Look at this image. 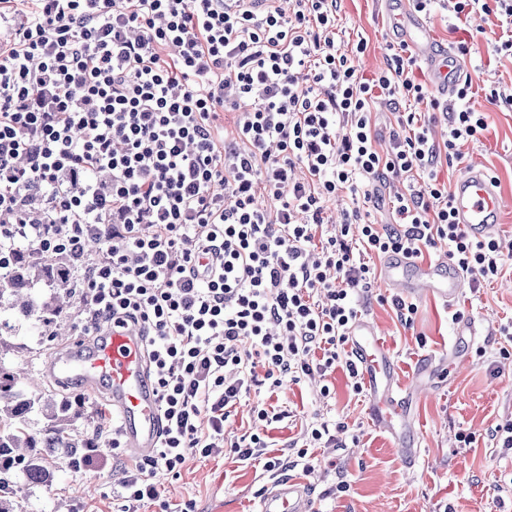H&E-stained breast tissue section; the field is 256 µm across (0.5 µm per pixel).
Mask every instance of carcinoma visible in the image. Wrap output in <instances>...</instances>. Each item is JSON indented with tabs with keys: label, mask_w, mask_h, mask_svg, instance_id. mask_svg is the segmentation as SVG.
Segmentation results:
<instances>
[{
	"label": "carcinoma",
	"mask_w": 512,
	"mask_h": 512,
	"mask_svg": "<svg viewBox=\"0 0 512 512\" xmlns=\"http://www.w3.org/2000/svg\"><path fill=\"white\" fill-rule=\"evenodd\" d=\"M41 281L49 290L44 298L28 292ZM79 288L62 260L21 249L0 271V307L8 304L9 310L36 319L56 336L61 328L72 327ZM34 412L44 419L41 429L30 425ZM81 418V407L70 397L25 390L18 372L0 358V512H26L16 487L46 485L55 468L77 466L84 449L100 445L104 432L88 438L79 428Z\"/></svg>",
	"instance_id": "cac0c4a2"
}]
</instances>
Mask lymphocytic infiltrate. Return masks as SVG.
Returning <instances> with one entry per match:
<instances>
[{"label": "lymphocytic infiltrate", "instance_id": "lymphocytic-infiltrate-1", "mask_svg": "<svg viewBox=\"0 0 512 512\" xmlns=\"http://www.w3.org/2000/svg\"><path fill=\"white\" fill-rule=\"evenodd\" d=\"M289 2L0 0V261L23 243L62 256L83 327L144 330L164 429L151 455L123 459L122 512L157 501L159 475L215 453L254 388L339 366L357 378L345 347L373 255L443 253L475 292L504 268L499 238L454 223L438 177L488 129L470 83L429 97L403 43L365 77L366 38L336 49L340 0ZM415 2L495 18L512 53V0ZM381 100L395 118L383 151ZM424 101L444 116L442 139ZM390 180L403 190L383 224L368 204ZM344 431L316 416L287 458L265 457L256 433L228 449L273 476L308 474L312 449L342 447Z\"/></svg>", "mask_w": 512, "mask_h": 512}]
</instances>
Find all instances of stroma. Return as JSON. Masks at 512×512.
Here are the masks:
<instances>
[{
    "label": "stroma",
    "instance_id": "obj_1",
    "mask_svg": "<svg viewBox=\"0 0 512 512\" xmlns=\"http://www.w3.org/2000/svg\"><path fill=\"white\" fill-rule=\"evenodd\" d=\"M431 31L435 44L451 50L455 41L470 32L478 37L465 61L472 80L470 101L485 113L489 130L476 141L461 145V158L449 166V183H456L471 166L484 168L498 179L504 211L497 226L501 238L512 240V110L492 103L490 87L512 83V57L495 53L499 27L481 17L463 22L453 31L439 9H432ZM339 50H349L358 37L369 47L360 59L364 76L386 64V46L397 41L391 15L383 0H343L338 20ZM396 290L379 276L361 302L362 313L379 327L394 361V375L402 390L414 392L409 444L418 450L414 467H407L398 444L369 416V390L353 391L343 369L325 381L284 384L276 391L261 389L267 405L285 411L282 420L266 424L254 420L252 399H244L228 424L241 436L254 432L271 441L269 455L284 454L289 441L299 439L306 419L328 414L344 423L341 448H317V466L308 480L315 512H512V452L495 447L487 431L512 414V357L499 354L504 341L494 331L512 321V261L501 276L479 293L464 291L454 306L422 296L412 326L397 320L391 306ZM483 322L481 336L469 341L456 338L453 314ZM425 345H418V338ZM83 329L54 336L21 321L15 335L0 341V357L35 377L42 390L65 396L84 395L95 408L109 404L101 391L81 393L46 374L44 365L57 351L92 343ZM332 392L322 397V384ZM473 434L472 447H458V433ZM119 461L111 452H99L83 468H60L52 482L27 491L30 512H119L122 503L112 497L113 472ZM268 480L259 463H244L229 453L189 459L180 475L160 478L161 501L147 512H161L162 505L177 507L194 500L197 512H254ZM345 490H338V483Z\"/></svg>",
    "mask_w": 512,
    "mask_h": 512
}]
</instances>
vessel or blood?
<instances>
[{
  "label": "vessel or blood",
  "mask_w": 512,
  "mask_h": 512,
  "mask_svg": "<svg viewBox=\"0 0 512 512\" xmlns=\"http://www.w3.org/2000/svg\"><path fill=\"white\" fill-rule=\"evenodd\" d=\"M397 25L417 56L431 67L435 89L443 95L453 92L464 79L465 62L449 51L433 52L429 25L415 7H408L399 15ZM452 208L455 222L465 225L472 236L480 239L494 232L503 199L491 176L474 166L455 184ZM385 278L404 296L424 292L448 305L457 300L465 286L464 277L456 269L441 264L419 265L403 256L390 260ZM349 334L352 357L361 376L373 387L390 381L391 362L374 325L359 319ZM143 344L139 325H112L103 329L92 345L47 362L48 370L56 373L61 382L93 391L102 388L110 393L126 445L138 455L150 454L161 432L158 396L149 379ZM408 405L407 398L392 395L380 402L374 413L385 422L405 414ZM256 512H314L310 483L303 478L271 479L259 496Z\"/></svg>",
  "instance_id": "1"
}]
</instances>
